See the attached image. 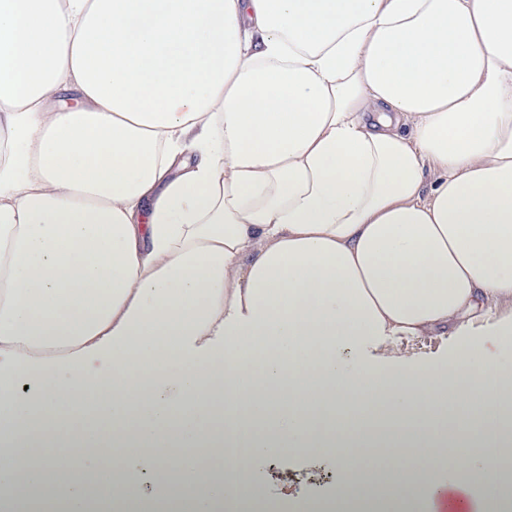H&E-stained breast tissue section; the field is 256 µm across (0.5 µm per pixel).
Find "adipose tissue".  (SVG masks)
Returning a JSON list of instances; mask_svg holds the SVG:
<instances>
[{"label": "adipose tissue", "mask_w": 512, "mask_h": 512, "mask_svg": "<svg viewBox=\"0 0 512 512\" xmlns=\"http://www.w3.org/2000/svg\"><path fill=\"white\" fill-rule=\"evenodd\" d=\"M489 300L512 0H0V512H163L173 426L223 472L178 512H242L288 453L335 468L336 512L510 504ZM436 328L454 356L411 364ZM372 408L395 433L355 451Z\"/></svg>", "instance_id": "ef3b65f1"}]
</instances>
